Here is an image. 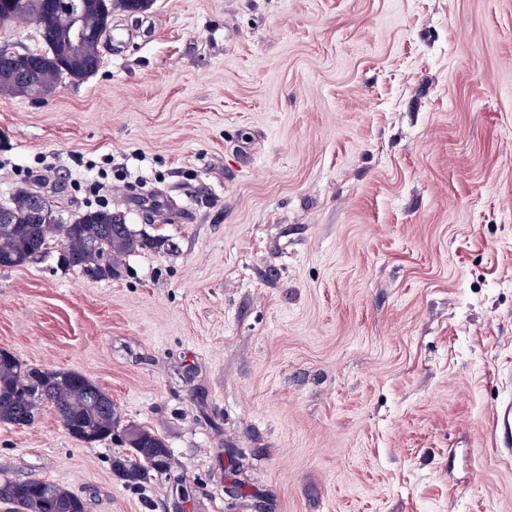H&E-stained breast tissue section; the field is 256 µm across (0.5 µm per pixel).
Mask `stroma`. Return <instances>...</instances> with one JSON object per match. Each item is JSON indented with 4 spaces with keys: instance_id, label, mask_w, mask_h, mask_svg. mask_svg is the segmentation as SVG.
I'll use <instances>...</instances> for the list:
<instances>
[{
    "instance_id": "35a3bbf8",
    "label": "stroma",
    "mask_w": 512,
    "mask_h": 512,
    "mask_svg": "<svg viewBox=\"0 0 512 512\" xmlns=\"http://www.w3.org/2000/svg\"><path fill=\"white\" fill-rule=\"evenodd\" d=\"M112 26L92 78L0 94V205L39 185L174 248L102 280L0 269V350L99 384L189 495L120 480L124 448L47 404L0 423V480L85 512H512V0H154Z\"/></svg>"
}]
</instances>
